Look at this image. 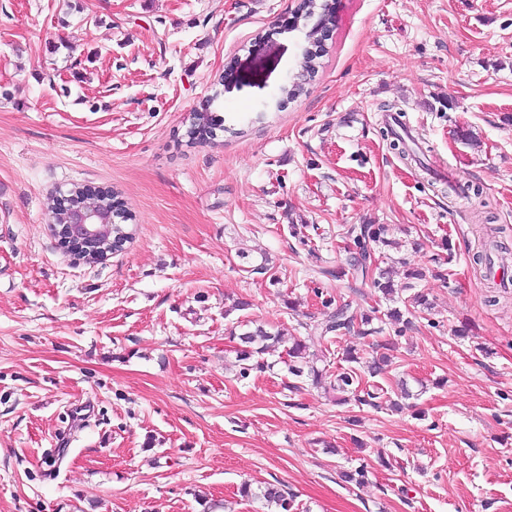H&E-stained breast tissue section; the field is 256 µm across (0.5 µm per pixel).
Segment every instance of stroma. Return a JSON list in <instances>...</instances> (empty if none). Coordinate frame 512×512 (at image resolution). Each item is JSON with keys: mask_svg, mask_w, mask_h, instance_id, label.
<instances>
[{"mask_svg": "<svg viewBox=\"0 0 512 512\" xmlns=\"http://www.w3.org/2000/svg\"><path fill=\"white\" fill-rule=\"evenodd\" d=\"M298 4L0 0V512H267L246 482L281 484L293 512H512V286L480 260L512 272V0H338L288 99ZM205 104L221 129L189 143ZM78 186L134 217L105 261L50 227ZM351 224L388 225L394 280L424 274L434 307L404 337L320 336L315 289L356 314L378 299L330 275ZM252 321L364 362L396 339L374 382L408 408L288 390L275 354L239 378L230 330ZM360 466L365 486L341 480ZM301 68V71L297 72L291 77L289 83L283 85L280 88L281 94L296 97L304 93L307 76H309V72L316 69V63L311 58H303V64Z\"/></svg>", "mask_w": 512, "mask_h": 512, "instance_id": "35a3bbf8", "label": "stroma"}]
</instances>
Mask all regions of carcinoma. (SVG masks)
Segmentation results:
<instances>
[{
  "label": "carcinoma",
  "instance_id": "obj_1",
  "mask_svg": "<svg viewBox=\"0 0 512 512\" xmlns=\"http://www.w3.org/2000/svg\"><path fill=\"white\" fill-rule=\"evenodd\" d=\"M314 69H316L314 60L303 59L301 71L294 74L289 83L280 88V92L291 97L304 93L307 76ZM387 233L388 228L384 224H352L345 231L356 248L353 266L370 279L371 287L378 290L385 299L390 300L399 289L402 291L413 289L414 284L411 280H419L423 274L416 271L408 273V282L397 289L388 272L382 269L374 271V246L387 244ZM333 303L332 298L323 301L329 311L325 312L324 321L318 324L321 334L325 336L333 334L339 339L343 332L353 329L363 337L381 332V327L377 326V323L382 321L379 309L373 307L357 316L349 312L347 306L335 307ZM431 310L432 303L429 302L427 294L417 291L404 299L403 307L388 310L386 317L392 323L399 325V331L402 332L412 324V318L416 314ZM231 338L236 343L234 352L236 361L239 363V377L242 379L248 378L254 370L262 371L270 367V363L264 361V355L277 350L283 343L280 331H271L263 325L250 327L239 334L233 330ZM286 354L288 355V374L301 380L307 379L316 387L324 386L342 394L341 401L344 403L352 401L358 406L378 408L385 402L395 411L401 409V404L390 399L384 389L363 385L364 375L353 366L358 356L348 348L343 350L340 357V361L347 363V366L338 367L334 372L317 366V363L327 361L326 355L306 352V345L299 340L286 349ZM239 494L248 500H260L270 507L277 508L278 512H291L292 499L288 498L284 489L278 485L266 482L254 487L244 483L239 488Z\"/></svg>",
  "mask_w": 512,
  "mask_h": 512
}]
</instances>
